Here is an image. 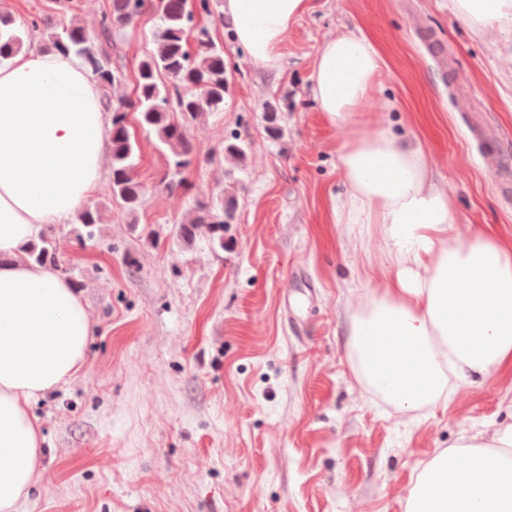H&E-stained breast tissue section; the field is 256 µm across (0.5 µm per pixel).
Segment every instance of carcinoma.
<instances>
[{"instance_id":"obj_1","label":"carcinoma","mask_w":512,"mask_h":512,"mask_svg":"<svg viewBox=\"0 0 512 512\" xmlns=\"http://www.w3.org/2000/svg\"><path fill=\"white\" fill-rule=\"evenodd\" d=\"M71 12L69 22L50 29L32 15L18 21L0 14V65L10 62L36 36L50 43L51 49L76 56L91 72L111 113V174L108 199L129 215H135L142 203L144 187L135 173L140 150L126 118L120 113L133 111L139 126L154 133L155 148L166 159L161 177L164 188L177 193L186 190L184 172L195 159L194 146L187 129L207 116L224 111L227 77L224 42L213 38L210 29L198 18L212 15L211 0H112V10L103 15L99 38L110 42L112 33L148 13L156 21L155 48L139 59L134 83V98L113 104L107 90L119 83L111 55L89 38L77 22L76 5L66 0ZM236 206L219 193L209 204L196 207L194 218L177 226L176 239L186 245L205 234L210 246L224 249V225L233 223ZM76 221L88 228L99 223L95 208H85ZM58 241L52 234H41L24 250V257L38 264H56Z\"/></svg>"}]
</instances>
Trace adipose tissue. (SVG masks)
<instances>
[{
    "label": "adipose tissue",
    "mask_w": 512,
    "mask_h": 512,
    "mask_svg": "<svg viewBox=\"0 0 512 512\" xmlns=\"http://www.w3.org/2000/svg\"><path fill=\"white\" fill-rule=\"evenodd\" d=\"M453 2L477 30L512 36V0ZM308 8L309 0H224L237 45L265 67L277 65ZM382 69L365 34L337 31L314 60L312 96L331 124L348 125ZM110 147L101 90L74 55L32 51L0 66V512H17L41 477L45 438L33 403L82 371L93 333L76 288L23 250L86 204ZM337 160L348 193L334 219L378 225L389 272L351 331L361 380L410 414L438 401L451 380L512 371V242L487 224L452 238L448 193L420 145L361 134ZM405 512H512V426L436 453Z\"/></svg>",
    "instance_id": "1"
}]
</instances>
